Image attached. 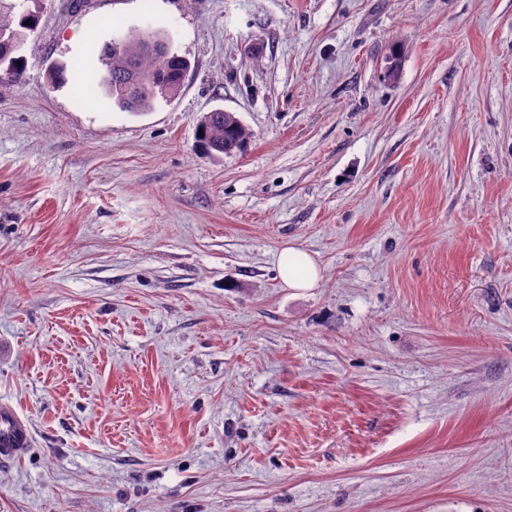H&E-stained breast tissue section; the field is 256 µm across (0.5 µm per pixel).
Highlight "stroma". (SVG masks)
I'll return each mask as SVG.
<instances>
[{
	"label": "stroma",
	"mask_w": 512,
	"mask_h": 512,
	"mask_svg": "<svg viewBox=\"0 0 512 512\" xmlns=\"http://www.w3.org/2000/svg\"><path fill=\"white\" fill-rule=\"evenodd\" d=\"M147 27L190 68L132 115L99 53ZM21 54L0 512H512V0H52ZM197 138L202 151L218 157L242 151L251 134L234 113L214 110L201 117ZM278 271L287 288L306 290L315 288L321 273L312 255L293 245H288L278 257ZM32 446V436L25 421L8 405H0V463L25 455Z\"/></svg>",
	"instance_id": "35a3bbf8"
}]
</instances>
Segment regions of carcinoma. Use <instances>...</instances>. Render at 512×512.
<instances>
[{"instance_id": "cac0c4a2", "label": "carcinoma", "mask_w": 512, "mask_h": 512, "mask_svg": "<svg viewBox=\"0 0 512 512\" xmlns=\"http://www.w3.org/2000/svg\"><path fill=\"white\" fill-rule=\"evenodd\" d=\"M27 0H0V33H11L13 37L0 39V68L11 69L10 76H20L24 59L19 51L26 44L28 35L35 28V15L25 10L16 13L20 4ZM102 62L107 68L104 80L109 94L125 112L139 114L150 110L158 98L175 95L181 88L186 68L181 58L172 53L156 57L145 52L142 33L113 39L105 47ZM140 70L152 74V78L137 85L130 93H120L116 85L129 78V72ZM251 134L232 112L214 110L205 113L198 127V147L212 155H226L242 151Z\"/></svg>"}]
</instances>
